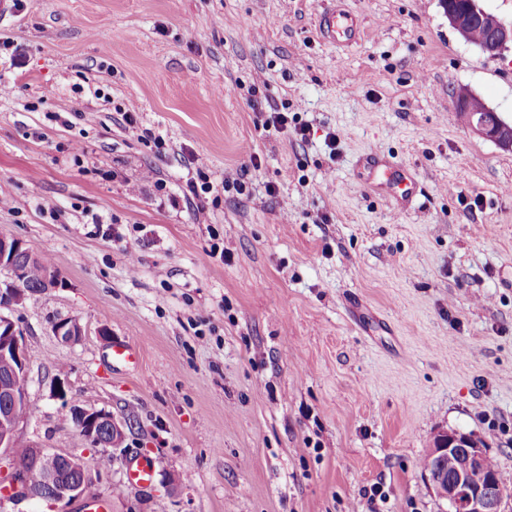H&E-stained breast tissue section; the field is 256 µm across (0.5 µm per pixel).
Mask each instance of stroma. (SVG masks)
<instances>
[{
	"label": "stroma",
	"mask_w": 512,
	"mask_h": 512,
	"mask_svg": "<svg viewBox=\"0 0 512 512\" xmlns=\"http://www.w3.org/2000/svg\"><path fill=\"white\" fill-rule=\"evenodd\" d=\"M331 2L23 0L0 22V235L62 280L5 310L18 437L83 454L108 512H442L419 461L444 429L512 473V152L457 112L464 89L512 120V48L464 42L440 0H344L366 36L339 49ZM271 105L306 138L264 127ZM369 155L415 171L408 211ZM71 400L130 421L110 468ZM142 458L152 482L127 484Z\"/></svg>",
	"instance_id": "35a3bbf8"
}]
</instances>
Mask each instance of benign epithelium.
<instances>
[{"label": "benign epithelium", "mask_w": 512, "mask_h": 512, "mask_svg": "<svg viewBox=\"0 0 512 512\" xmlns=\"http://www.w3.org/2000/svg\"><path fill=\"white\" fill-rule=\"evenodd\" d=\"M450 26L465 41L474 25L485 32V40L478 48L489 55H498L512 46V24L506 25L495 15L481 8L477 0H469L465 12L445 9ZM461 112L471 131L497 145L512 150V121L504 120L480 98L464 92L458 97ZM40 257L23 242L0 236V297L14 304L26 295L24 284L30 266ZM52 331L63 343H71L80 336V326L73 318H63L54 323ZM28 349L23 330L7 315L0 313V368L4 385H0V467L11 475L8 489L0 496V508L24 500L63 501L83 497L91 484L90 474L82 457L66 455L69 468L80 478L76 481L62 476L55 466L57 454L40 453L38 464L42 482L33 486L27 482L22 466L15 463L11 448L18 443L17 426L27 405L28 393L16 390L8 379L28 375ZM69 413L85 442L93 448H116L125 438L124 427L111 413L87 409L78 405L69 407ZM434 441V457L446 459L454 449L464 448L466 453L457 456L451 476L432 480L436 496L449 505L451 512H505L504 495L496 492L492 478L484 467V450L475 439L455 432L442 431Z\"/></svg>", "instance_id": "1"}]
</instances>
